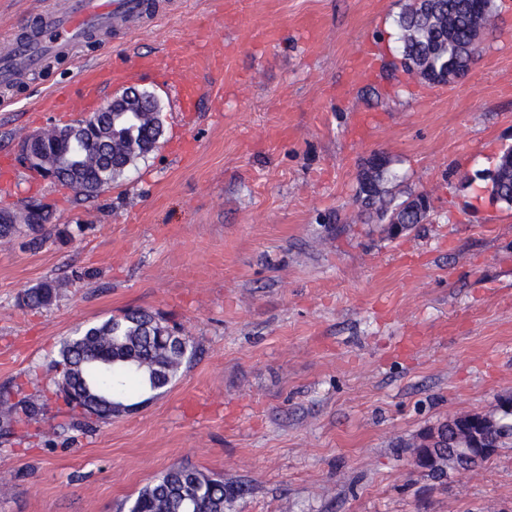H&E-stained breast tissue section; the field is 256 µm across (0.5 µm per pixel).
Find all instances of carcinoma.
I'll list each match as a JSON object with an SVG mask.
<instances>
[{
	"instance_id": "cac0c4a2",
	"label": "carcinoma",
	"mask_w": 512,
	"mask_h": 512,
	"mask_svg": "<svg viewBox=\"0 0 512 512\" xmlns=\"http://www.w3.org/2000/svg\"><path fill=\"white\" fill-rule=\"evenodd\" d=\"M495 0H408L396 24L401 47L396 60L385 65L388 75L401 71L433 86H447L464 77L479 57L481 44L493 32ZM163 134L162 114L124 107L92 112L73 124L45 131L39 146L41 161L28 169L72 189L95 197L123 177L137 161L156 147ZM393 179L389 160L369 158L359 177L355 201L358 219L384 225L392 235L393 221L408 231L431 216L423 206L429 196L409 193L401 198L386 187ZM493 197L512 206V146L505 148L489 176ZM53 218L49 205L30 200L14 209H0V241L26 238L31 251L43 248L46 226ZM64 284L46 280L28 289L22 302L29 308L50 306ZM193 357L192 346L173 338V329L147 309H129L119 318L75 331L60 342L49 371L54 393L75 411L73 425L87 428L95 420L112 418L121 408L138 405L136 398L152 397L176 379ZM43 396L22 404L0 398V431H9L16 419L36 418ZM512 447V413L499 405L469 423L457 414L420 434L409 448H424L442 463L429 465L435 480L447 476L458 449ZM244 493L243 486L212 479L199 470L173 465L165 474L127 500L128 512H229Z\"/></svg>"
}]
</instances>
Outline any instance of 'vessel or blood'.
Instances as JSON below:
<instances>
[{
    "label": "vessel or blood",
    "instance_id": "vessel-or-blood-1",
    "mask_svg": "<svg viewBox=\"0 0 512 512\" xmlns=\"http://www.w3.org/2000/svg\"><path fill=\"white\" fill-rule=\"evenodd\" d=\"M146 8L145 0H60L39 15L21 42L0 51V86H13L45 58L69 52L92 34L107 32L118 25L137 26ZM198 40L196 51H187L182 44L172 42L162 54L137 57L125 69L83 66L77 76L79 86L75 94L46 95L38 109L90 112L100 103L106 85H128L142 73L158 71L165 75L175 95L182 122L191 123L200 99L198 75L222 70L224 66V48L210 41L206 27H199Z\"/></svg>",
    "mask_w": 512,
    "mask_h": 512
}]
</instances>
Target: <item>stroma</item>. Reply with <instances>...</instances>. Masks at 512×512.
<instances>
[{"mask_svg": "<svg viewBox=\"0 0 512 512\" xmlns=\"http://www.w3.org/2000/svg\"><path fill=\"white\" fill-rule=\"evenodd\" d=\"M134 32L94 38L31 72L0 106V155L77 120L40 112L82 65H130L197 23L224 44L184 125L165 80L157 148L96 198L16 167L1 207L52 205L50 237L0 245V396L50 387L76 329L130 308L195 348L178 380L92 428L50 399L0 435V512H126L172 464L244 485L233 512H506L512 447L474 471L426 476L397 451L446 417L512 395V208L477 174L512 145V0L464 78L430 86L383 65L406 0H170ZM316 21L303 33L297 17ZM368 53L369 73L353 59ZM385 154L396 195L424 192L429 221L390 238L356 221L359 171ZM53 305L20 306L47 279Z\"/></svg>", "mask_w": 512, "mask_h": 512, "instance_id": "stroma-1", "label": "stroma"}]
</instances>
